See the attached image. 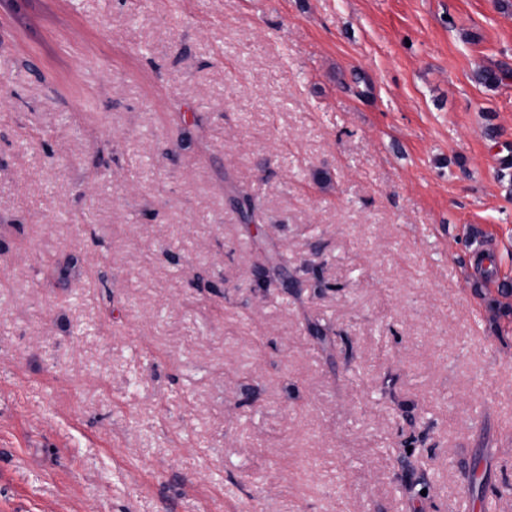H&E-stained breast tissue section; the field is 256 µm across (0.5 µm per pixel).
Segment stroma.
Returning <instances> with one entry per match:
<instances>
[{
    "label": "stroma",
    "mask_w": 512,
    "mask_h": 512,
    "mask_svg": "<svg viewBox=\"0 0 512 512\" xmlns=\"http://www.w3.org/2000/svg\"><path fill=\"white\" fill-rule=\"evenodd\" d=\"M0 512H512V0L0 10Z\"/></svg>",
    "instance_id": "1"
}]
</instances>
